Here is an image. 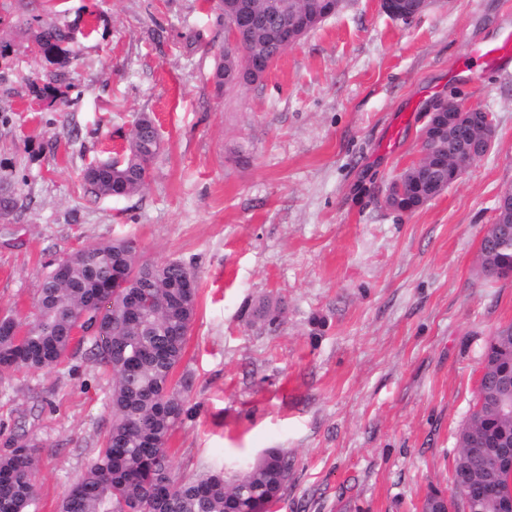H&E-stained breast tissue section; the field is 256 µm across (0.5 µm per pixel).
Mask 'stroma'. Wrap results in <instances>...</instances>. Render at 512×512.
I'll list each match as a JSON object with an SVG mask.
<instances>
[{
	"label": "stroma",
	"instance_id": "1",
	"mask_svg": "<svg viewBox=\"0 0 512 512\" xmlns=\"http://www.w3.org/2000/svg\"><path fill=\"white\" fill-rule=\"evenodd\" d=\"M69 25L66 66L35 36ZM512 31V0H431L403 22L380 0L340 10L258 83L215 89L226 30L207 0H0V312L33 316L56 259L134 239L143 259L192 268L198 306L173 375L188 416L167 446L180 475L294 460L274 512H419L456 497L458 432L483 353L512 325V278L479 272L512 186V76L471 49ZM47 83L56 103L32 98ZM489 112L496 139L411 213L386 189L419 161L431 105ZM162 139L146 187L97 197L83 174L121 155L136 118ZM270 319L250 320L259 302ZM112 380L86 350L0 373V446L38 445L31 512L62 497L113 421Z\"/></svg>",
	"mask_w": 512,
	"mask_h": 512
}]
</instances>
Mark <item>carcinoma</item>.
<instances>
[{
    "instance_id": "1",
    "label": "carcinoma",
    "mask_w": 512,
    "mask_h": 512,
    "mask_svg": "<svg viewBox=\"0 0 512 512\" xmlns=\"http://www.w3.org/2000/svg\"><path fill=\"white\" fill-rule=\"evenodd\" d=\"M74 39L67 25L40 32V56L65 62ZM161 139L148 115L134 124L126 158L117 167L103 162L89 167L85 180L93 193L126 198L143 190ZM427 172L407 180L401 197L413 198L438 180ZM512 241V221H499L480 245L485 275L509 257L500 248ZM128 269L120 288L112 289V271ZM195 277L181 261L152 262L137 257L131 239L84 246L63 257L45 274L38 289L36 317L28 329L0 324V371H42L56 367L88 346L94 362L112 374V426L84 472L69 486L59 512H267L282 498L293 471L282 449L266 450L245 471L209 470L176 476L167 448L174 427L188 413L183 392L172 385L195 313L197 290L185 287ZM145 296L149 306L132 313L130 301ZM95 320L98 335H76ZM512 391V334L502 329L484 354L477 403L459 432L458 445L485 441L488 447L512 445V415L498 404ZM38 448L20 443L0 453V512H30L37 497ZM476 478L498 479L512 495V473L490 464L489 455L460 457Z\"/></svg>"
}]
</instances>
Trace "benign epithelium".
Wrapping results in <instances>:
<instances>
[{"mask_svg":"<svg viewBox=\"0 0 512 512\" xmlns=\"http://www.w3.org/2000/svg\"><path fill=\"white\" fill-rule=\"evenodd\" d=\"M428 0H381V7L389 16L409 20L420 14ZM336 13V0H312L302 10L289 9L283 0H270L263 9L256 0H224V14L231 15L226 27V42L230 50L224 52L222 78H213L216 85H239L262 81L269 73L277 56L270 46L286 49L298 44L320 22ZM427 123L421 132V154L425 162L436 170H448V178L438 182L433 197L445 192L475 161L491 148L496 130L488 112L479 107H465L455 98H443L427 113ZM470 133L474 147L459 162L440 150V142L457 132ZM457 486L460 499L448 500L441 494L442 512H469V504L484 499H496L499 512H512V496H500L499 489L488 482L474 479L468 469L460 471Z\"/></svg>","mask_w":512,"mask_h":512,"instance_id":"1","label":"benign epithelium"}]
</instances>
